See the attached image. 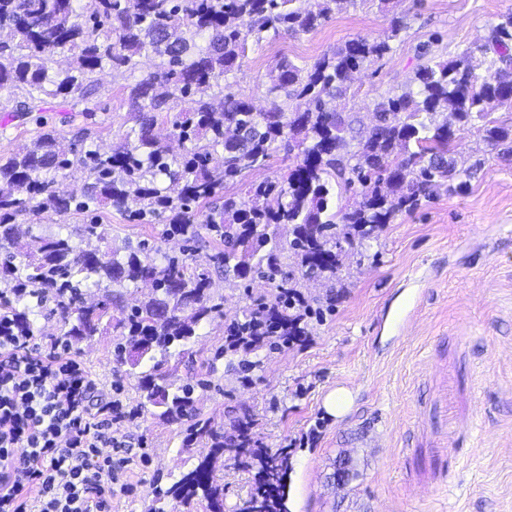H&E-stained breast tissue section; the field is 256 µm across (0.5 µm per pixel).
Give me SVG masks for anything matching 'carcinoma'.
I'll use <instances>...</instances> for the list:
<instances>
[{
    "mask_svg": "<svg viewBox=\"0 0 512 512\" xmlns=\"http://www.w3.org/2000/svg\"><path fill=\"white\" fill-rule=\"evenodd\" d=\"M366 0H0V89L18 98V111L40 112L53 99L100 110L92 99L96 76L108 69L133 73L137 59H160L155 70L128 85L133 126L121 144L107 151L91 145L71 160L74 149L58 142L54 131L41 133L21 151L0 157V252L9 287L18 293L16 307L33 329L34 307L26 289L54 292L56 309L67 337L101 332L105 317L118 309L115 328L123 342L115 356L137 367L153 362L139 377L141 407L160 410L163 418L192 411L195 386L170 388L165 368L170 349L184 348L199 326L220 311L215 286L204 271L189 270L186 258L146 254V244L125 253L98 246L80 248L72 234L37 235L34 252L17 250L16 216L21 212L65 215L102 205L143 221L160 219L169 238L194 241L200 230L224 243L213 256L224 278L244 281L258 276L275 284L271 298L254 304L232 320L224 352L254 353L275 340L309 335L312 316L301 295L307 276L333 279L342 263V243L374 237L401 211L417 207L430 190L471 173L459 158V133L470 132L512 156V129L495 124L489 109L512 104V14L456 58L426 61L399 91L374 103L376 122L356 144L347 134L351 121L333 105L346 94L350 74L380 60L389 41L407 27L394 16L382 40L356 38L300 67L289 59L269 73L270 107L256 112L244 99L224 93V80L240 66L248 41L260 44L265 34H306L323 26L345 5ZM208 36L201 47L196 38ZM487 68L477 72L475 55ZM65 55L67 64L58 57ZM172 115L171 128L156 131L162 114ZM183 146L172 153L169 141ZM282 149L296 153L298 163L282 181H264L238 201L219 192L269 161ZM220 166L211 164L216 151ZM80 165L86 173L81 195L62 187L61 170ZM360 186L357 206L336 210V189ZM209 206L204 223L193 206ZM286 224L288 240L268 229ZM118 287L97 303L87 292L103 283ZM150 282L153 291L138 304H125L121 289ZM164 358L156 359V353ZM252 417L236 418L226 435L210 421L195 422L192 435L210 441L207 455L182 472L170 486L152 490L150 512H166L173 500L186 509L206 503L207 512H224V485L213 475L210 458L235 452L239 463L254 471L257 493L241 512H288V453L252 449ZM337 485L357 476L351 456L341 460Z\"/></svg>",
    "mask_w": 512,
    "mask_h": 512,
    "instance_id": "cac0c4a2",
    "label": "carcinoma"
}]
</instances>
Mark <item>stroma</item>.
I'll list each match as a JSON object with an SVG mask.
<instances>
[{
	"mask_svg": "<svg viewBox=\"0 0 512 512\" xmlns=\"http://www.w3.org/2000/svg\"><path fill=\"white\" fill-rule=\"evenodd\" d=\"M506 13L512 0H391L384 11L377 0H361L314 32L247 44L226 80L228 91L265 108L267 75L281 58L313 63L354 38H385L391 15L405 16L408 27L390 52L355 73L337 102L358 138L372 124L375 100L413 76L430 38L452 58ZM154 64L142 60L131 76L100 74L94 99L105 114L99 119L59 99L23 119L15 96L0 90V155L17 152L46 129L66 145L85 131L102 148L120 144L131 124L126 86ZM459 150L482 163L467 189H436L366 246L345 248L335 279L303 281L307 305L321 312L310 321V336L259 350V367L246 373L237 358L222 354L227 326L274 286L225 279L211 260L219 246L212 236L185 243L166 237L162 225L108 206L90 214L17 217L26 249L34 247L33 234L99 224L106 232L102 248L143 241L154 253L184 254L190 267L209 270L220 296V314L200 325L185 354L168 358L173 385L205 383L194 413L175 421L141 408L138 377L150 364L134 369L116 361V329L70 340L99 392L119 384L124 404L136 412L123 430L144 441L143 459L125 474L127 489L112 495V512H148L153 486H170L208 453L207 439L190 435L196 419L229 433L244 411L252 414V435L263 449L290 453V512H512V158L498 157L471 133ZM443 386L456 413L473 424L459 451L464 463L451 470L431 445L432 433L446 426L438 404ZM338 388L351 397L341 416L324 407ZM343 451L357 460L360 476L339 487L334 462ZM215 472L224 484V512H239L255 492L252 471L226 456Z\"/></svg>",
	"mask_w": 512,
	"mask_h": 512,
	"instance_id": "35a3bbf8",
	"label": "stroma"
}]
</instances>
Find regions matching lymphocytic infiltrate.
<instances>
[{
  "instance_id": "f902f5d3",
  "label": "lymphocytic infiltrate",
  "mask_w": 512,
  "mask_h": 512,
  "mask_svg": "<svg viewBox=\"0 0 512 512\" xmlns=\"http://www.w3.org/2000/svg\"><path fill=\"white\" fill-rule=\"evenodd\" d=\"M12 295L0 290V512H112L111 454L134 413L95 397L70 348L35 344Z\"/></svg>"
}]
</instances>
